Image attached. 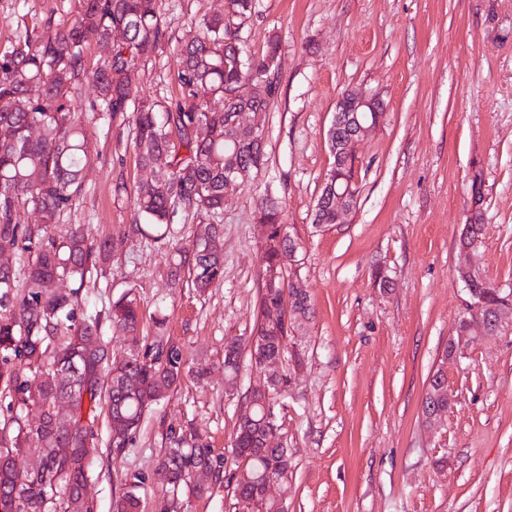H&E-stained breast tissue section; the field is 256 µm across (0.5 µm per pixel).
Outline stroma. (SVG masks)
Wrapping results in <instances>:
<instances>
[{
	"mask_svg": "<svg viewBox=\"0 0 512 512\" xmlns=\"http://www.w3.org/2000/svg\"><path fill=\"white\" fill-rule=\"evenodd\" d=\"M81 0H0V48L67 23ZM224 0H162L166 36L130 74L139 98L176 95L181 41ZM249 53L279 44L277 93L260 117L265 164L224 201V281L171 288L168 250L132 232L128 190L146 178L127 124L101 131L93 67L74 101L98 157L58 233L83 225L120 239L95 307L134 289L164 306L166 333L205 382L185 378L146 412L132 448L94 452L95 512H112L127 472L148 471L171 425L192 424L229 452L243 397L260 375L243 360L224 383V343L257 318V203L284 209L300 246L311 315L292 332L299 362L277 407L293 454L288 512H512V328L443 350L469 299L456 276L465 225L479 223L481 273L512 291V0H254L240 30ZM381 96L383 125L356 147L357 201L344 223L315 226L333 158L326 132L344 90ZM442 372L452 403L430 423L429 379Z\"/></svg>",
	"mask_w": 512,
	"mask_h": 512,
	"instance_id": "stroma-1",
	"label": "stroma"
}]
</instances>
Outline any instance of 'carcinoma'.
Returning a JSON list of instances; mask_svg holds the SVG:
<instances>
[{"label":"carcinoma","instance_id":"cac0c4a2","mask_svg":"<svg viewBox=\"0 0 512 512\" xmlns=\"http://www.w3.org/2000/svg\"><path fill=\"white\" fill-rule=\"evenodd\" d=\"M253 0H225L224 10L204 18L198 32L181 43L176 81L179 94L163 102L138 98L129 73L148 59L165 36L160 0H82L78 14L47 36L0 52V398L7 418L0 424V512H68V495L91 480L93 461L77 451L96 447L99 410L108 406L106 442L118 458L133 447L146 411L157 406L190 372L183 346L164 335L161 310L151 316L156 334L140 336L145 314L130 288L108 307L91 309L83 290L106 276L114 241L93 237L85 227L57 234L79 199L84 171L93 163L94 144L86 123L72 103L82 96L86 51L99 45L104 59L97 69L101 120L109 125L127 119L138 162L152 177L133 189V233L169 248V276L180 285L191 279L200 293L221 285L224 253L220 245L224 184L237 165L258 170L264 146L238 138L234 113L241 107L226 99L239 81L254 86V101L269 107L276 93L270 57L279 50L274 39L259 57L247 53L239 24L248 19ZM27 209L39 222L22 224ZM257 214L269 226L262 245L268 270L288 263L297 249L280 236L283 210L265 197ZM197 224L192 244L179 242V224ZM288 318L272 322L268 313ZM307 292L293 285L261 284L255 329L271 356L287 351L290 333L307 318ZM127 337L118 353L103 340L104 326ZM244 341L224 345V379L235 382ZM71 370L70 382L56 372ZM65 397L68 419L56 411ZM249 413L239 414L231 456L215 451L190 427H171L165 448L150 472L126 474L114 512H141L147 488L161 489L159 512L174 502L213 494V486H233L235 509L255 512L254 500L270 478L283 490L293 477L292 454L265 448L260 436L280 430L276 396L245 395ZM30 452L41 456L39 469L19 470L13 458ZM209 470L212 481L193 480Z\"/></svg>","mask_w":512,"mask_h":512}]
</instances>
